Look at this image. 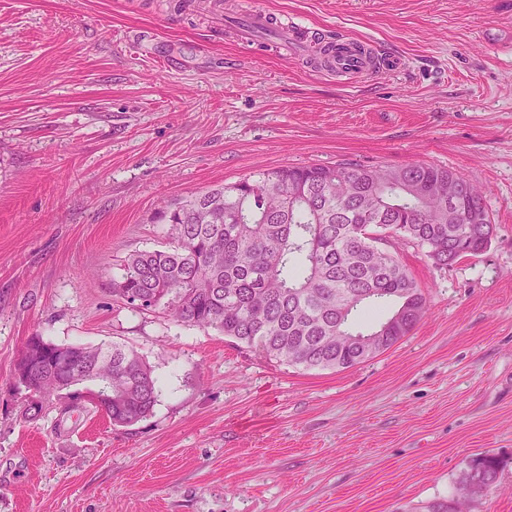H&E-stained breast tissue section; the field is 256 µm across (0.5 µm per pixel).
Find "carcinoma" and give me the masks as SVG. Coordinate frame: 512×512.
Instances as JSON below:
<instances>
[{"mask_svg": "<svg viewBox=\"0 0 512 512\" xmlns=\"http://www.w3.org/2000/svg\"><path fill=\"white\" fill-rule=\"evenodd\" d=\"M460 189L448 203V182ZM162 249L129 254L112 296L135 312L213 329L271 360L303 370H343L382 353L428 312L427 300L399 258L400 245L421 249L443 270L483 252L494 231L483 191L452 169L339 163L259 169L240 180L165 203ZM389 315L368 331L354 315L365 307ZM42 348L29 380L38 392L22 412L36 419L43 398L67 374L112 386L95 407L112 425L131 426L157 402L149 363L123 344ZM500 462L485 454L462 472L457 496L428 512L462 507L499 486Z\"/></svg>", "mask_w": 512, "mask_h": 512, "instance_id": "cac0c4a2", "label": "carcinoma"}]
</instances>
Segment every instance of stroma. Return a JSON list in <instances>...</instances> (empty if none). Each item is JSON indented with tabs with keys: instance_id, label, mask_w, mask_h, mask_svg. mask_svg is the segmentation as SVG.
I'll list each match as a JSON object with an SVG mask.
<instances>
[{
	"instance_id": "1",
	"label": "stroma",
	"mask_w": 512,
	"mask_h": 512,
	"mask_svg": "<svg viewBox=\"0 0 512 512\" xmlns=\"http://www.w3.org/2000/svg\"><path fill=\"white\" fill-rule=\"evenodd\" d=\"M403 69L336 75L272 37L242 46L214 0H0V512H426L490 453L512 512V0H251ZM448 167L495 236L436 269L399 255L427 315L390 350L302 370L112 298L154 215L258 169ZM136 349L153 412L27 420L29 336Z\"/></svg>"
}]
</instances>
